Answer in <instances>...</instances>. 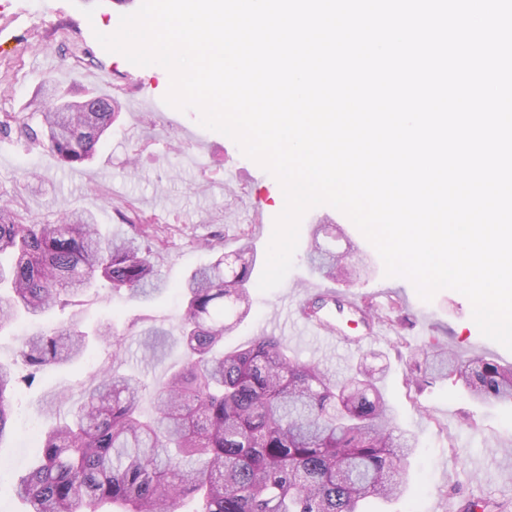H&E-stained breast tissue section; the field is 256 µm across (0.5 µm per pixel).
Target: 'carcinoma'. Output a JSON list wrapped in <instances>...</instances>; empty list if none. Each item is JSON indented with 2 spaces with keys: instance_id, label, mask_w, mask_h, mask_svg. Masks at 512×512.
<instances>
[{
  "instance_id": "carcinoma-1",
  "label": "carcinoma",
  "mask_w": 512,
  "mask_h": 512,
  "mask_svg": "<svg viewBox=\"0 0 512 512\" xmlns=\"http://www.w3.org/2000/svg\"><path fill=\"white\" fill-rule=\"evenodd\" d=\"M80 96L105 112H56L31 101L26 112L0 115V136L15 132L77 169L94 156L119 102L81 85ZM40 119V130L30 124ZM129 230L105 236L90 211L59 210L41 222L0 203V327L24 312L39 318L96 283L149 301L163 288L151 259L158 231L130 205H117ZM311 263L325 276L361 262L355 252L314 243ZM255 259L250 239L193 272L182 288L184 362L154 391L155 413L139 405L144 388L109 371L85 390L70 418L45 432L42 456L18 483L29 512H361L368 498L397 493L393 475L409 466L416 438L394 424L382 390L384 370L364 361L335 379L314 362L288 356L269 334L224 350V336L249 312ZM88 333L70 320L30 335L17 355L27 373L0 363V440L10 426L13 395L49 365L81 356ZM432 379L451 378L484 403L512 402V365L464 360L451 350L414 354Z\"/></svg>"
}]
</instances>
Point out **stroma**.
<instances>
[{
  "label": "stroma",
  "mask_w": 512,
  "mask_h": 512,
  "mask_svg": "<svg viewBox=\"0 0 512 512\" xmlns=\"http://www.w3.org/2000/svg\"><path fill=\"white\" fill-rule=\"evenodd\" d=\"M136 0H0V113L19 112L37 95L45 78L61 87L78 83L112 94L122 111L97 146L93 161L80 169L59 166L42 148L15 138H0V195L15 197L20 209L39 220L54 219L62 207L96 213L102 232L119 231L113 204H133L152 218L166 242L152 261L166 282L152 301L114 298L106 283L89 290L78 316L92 338L76 363L54 366L20 385L10 432L0 439V512H24L15 494L20 475L41 452V432L69 403L78 399L107 366L135 375L148 391L140 403L152 415L151 391L183 360L180 343L182 286L214 250L230 253L249 234L256 251V271H263L268 237L284 207L278 181L245 157L229 137L203 128L196 110L180 111L164 101L170 85L166 69L137 66L107 52L96 32H107L121 15L136 11ZM88 50L77 61L75 49ZM42 176L29 181L27 170ZM333 222L339 232L329 247L353 249L366 256V268L352 283L335 282L337 291L354 292L382 313L400 304L403 324L385 328L361 352L333 346L300 324L293 304L305 287L326 284V277L307 262L313 225ZM249 317L225 336L224 346L248 344L257 334L280 338L292 355L314 361L326 372L342 376L360 359L386 366L385 395L397 425L417 434L416 452L401 474V491L387 502L373 501L374 512H458L460 503H486L487 512H512V405L482 404L453 380H436L422 391L409 389L412 352L431 344L455 350L463 358L490 356L512 364V351L485 338L472 319V306L462 294L444 289L423 301L404 278L387 277L383 262L362 233L340 211L319 206L300 225L293 266L283 283L261 292L249 284ZM120 334L121 362H113L112 345L95 338L101 324ZM161 329L167 336L152 362L140 359L139 335ZM55 414H47L48 404Z\"/></svg>",
  "instance_id": "stroma-1"
}]
</instances>
